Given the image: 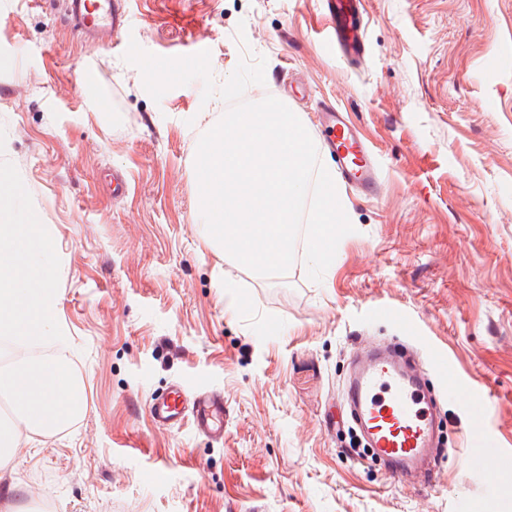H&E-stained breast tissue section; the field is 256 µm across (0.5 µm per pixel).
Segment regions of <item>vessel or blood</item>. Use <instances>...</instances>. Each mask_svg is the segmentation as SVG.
I'll use <instances>...</instances> for the list:
<instances>
[{
	"instance_id": "vessel-or-blood-1",
	"label": "vessel or blood",
	"mask_w": 512,
	"mask_h": 512,
	"mask_svg": "<svg viewBox=\"0 0 512 512\" xmlns=\"http://www.w3.org/2000/svg\"><path fill=\"white\" fill-rule=\"evenodd\" d=\"M362 0H331L336 47L351 61H359L364 44L358 26ZM73 29L91 47L106 50L112 35L124 24L123 0H68ZM323 146L335 160L342 177L356 187H372L375 163L345 112L330 105L322 108ZM348 410L353 424L374 454L404 485L428 470L439 446L440 430L435 402L426 390L423 371L416 360L399 350L380 346L361 354L349 380ZM149 415L155 425L179 427L192 418L198 432L214 440L224 437V398L202 390L187 396L181 385L152 398Z\"/></svg>"
}]
</instances>
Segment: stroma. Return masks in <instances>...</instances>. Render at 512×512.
I'll return each mask as SVG.
<instances>
[{"label": "stroma", "instance_id": "obj_1", "mask_svg": "<svg viewBox=\"0 0 512 512\" xmlns=\"http://www.w3.org/2000/svg\"><path fill=\"white\" fill-rule=\"evenodd\" d=\"M112 49L76 36L63 0H0V161L13 163L61 260L57 313L85 388L73 426L19 429L0 512H512V0H364V58L336 51L327 0H125ZM210 53L215 86L241 57L313 141L321 102L349 112L380 188L345 187L353 233L321 281L298 233L287 275L218 255L197 219L195 153L227 103L198 82L153 100L130 42ZM247 303L230 308L218 280ZM400 309L405 336L371 308ZM446 354L429 377L444 419L429 482L400 487L347 455L346 383L357 351ZM224 396V441L192 421L155 426L173 383ZM484 428L494 470L468 464ZM163 471L158 481L148 467Z\"/></svg>", "mask_w": 512, "mask_h": 512}]
</instances>
